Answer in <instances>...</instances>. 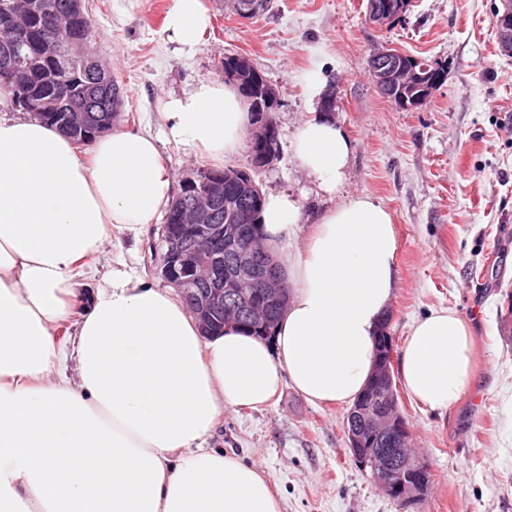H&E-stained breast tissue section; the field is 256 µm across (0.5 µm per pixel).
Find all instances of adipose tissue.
I'll use <instances>...</instances> for the list:
<instances>
[{
    "instance_id": "ef3b65f1",
    "label": "adipose tissue",
    "mask_w": 512,
    "mask_h": 512,
    "mask_svg": "<svg viewBox=\"0 0 512 512\" xmlns=\"http://www.w3.org/2000/svg\"><path fill=\"white\" fill-rule=\"evenodd\" d=\"M208 23L202 0H175L166 28L190 47ZM10 98L1 85L0 512H282L257 468L206 441L225 408L261 407L286 385L314 405L362 395L397 286L390 212L352 197L322 211L298 243L297 201L264 196L256 221L290 290L271 340L231 326L202 336L171 290L115 268L62 343L91 260L111 235L159 220L171 178L149 134L112 132L84 158L57 129L14 115ZM162 115L175 143L216 158L251 122L225 83L196 84ZM292 150L332 194L353 145L312 115ZM472 346L467 320L432 311L401 349L405 391L447 411L473 381Z\"/></svg>"
}]
</instances>
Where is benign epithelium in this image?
I'll list each match as a JSON object with an SVG mask.
<instances>
[{
    "mask_svg": "<svg viewBox=\"0 0 512 512\" xmlns=\"http://www.w3.org/2000/svg\"><path fill=\"white\" fill-rule=\"evenodd\" d=\"M369 20L388 27L399 14L391 13L369 0ZM501 53L512 56V0H503L495 21ZM81 56V40L62 42L59 61L74 62ZM239 70L252 76L246 93L253 112H274L279 105L276 90L262 72L245 56L238 58ZM370 75L385 95L396 89H420L427 95L430 86L416 68L403 62V55L391 48L373 51ZM123 101L114 99L99 113L80 102L69 105L61 128L94 139L111 131L122 116ZM249 144L256 168L268 167L277 154L278 132L269 117L257 119L249 130ZM233 179L226 170L216 174L204 170L190 181L173 201L162 227L164 243L159 263L161 277L175 288L196 317L199 328L209 334L218 320L223 325L241 327L248 321L267 330L271 314L285 307L288 291L272 263L259 225L251 219V208L240 196L224 193V180ZM226 223H221V217ZM249 282L256 291L246 295L241 284ZM393 351L384 353L376 373L377 384L348 414L360 429L351 430L352 447L363 443L362 434L384 437L389 448H372L359 457L372 470L377 485L389 496L404 503L417 499L430 479L429 467L407 453L411 447L409 428L398 411L393 379Z\"/></svg>",
    "mask_w": 512,
    "mask_h": 512,
    "instance_id": "1",
    "label": "benign epithelium"
}]
</instances>
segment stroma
<instances>
[{"label": "stroma", "instance_id": "35a3bbf8", "mask_svg": "<svg viewBox=\"0 0 512 512\" xmlns=\"http://www.w3.org/2000/svg\"><path fill=\"white\" fill-rule=\"evenodd\" d=\"M203 2L211 25L187 47L165 28L174 0H85L94 21L89 46L124 92L119 129L157 137L177 192L201 170H245L262 193L291 194L306 227L353 195L380 202L398 241L386 324L394 350L417 320L444 307L468 320L477 357L471 386L448 412L398 395L432 475L410 505L384 493L352 457L348 406L318 407L288 386L260 409H225L208 447L257 466L284 512H512V325L504 321L512 298V57L500 52L494 30L501 0H412L388 28L369 21L367 0H273L271 11L247 19L224 0ZM386 45L446 64L445 81L422 109L404 110L375 87L368 58ZM228 54L250 57L279 92L278 157L269 167L253 168L245 141L217 161L167 140L162 103L223 81ZM316 68L340 102L332 117L354 146L332 195L301 171L291 148L299 122L318 109L307 83ZM161 230L156 223L112 238L101 264L124 262L164 287Z\"/></svg>", "mask_w": 512, "mask_h": 512}]
</instances>
